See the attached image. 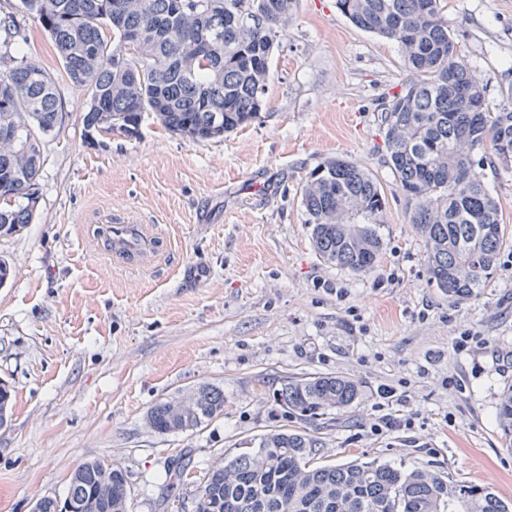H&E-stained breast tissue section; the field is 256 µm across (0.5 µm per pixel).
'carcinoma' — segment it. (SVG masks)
Here are the masks:
<instances>
[{
    "mask_svg": "<svg viewBox=\"0 0 512 512\" xmlns=\"http://www.w3.org/2000/svg\"><path fill=\"white\" fill-rule=\"evenodd\" d=\"M297 0H0V237L21 234L37 215L45 140L65 112L55 79L11 47L22 35L18 16L48 33L63 78L83 95L87 143L115 135L137 138L145 116L193 141L222 140L258 120L279 33ZM358 29L398 43L412 74L387 97L381 114L386 163L406 201L408 223L423 239L429 280L459 303L492 278L507 244L498 202L481 170L509 171L499 152H512V84L488 98L462 55L442 0H336ZM251 22L225 25L237 13ZM138 41L127 48L124 31ZM211 50L197 68L184 55L204 40ZM108 112L112 125L101 126ZM480 169L467 184L461 170ZM312 246L326 263L354 274L374 268L383 241L374 224L386 208L379 180L360 164L331 158L301 188ZM361 397L344 376L289 377L273 398L312 425ZM224 412V389L199 384L176 414L152 405L146 420L159 434L193 432ZM496 418L512 449V381L503 384ZM206 473L200 512H512V501L485 484H456L440 474L352 460L322 465L318 430H270ZM186 463L168 468L165 490L182 484ZM66 496L75 512H129L128 475L117 463L93 459L71 475Z\"/></svg>",
    "mask_w": 512,
    "mask_h": 512,
    "instance_id": "1",
    "label": "carcinoma"
}]
</instances>
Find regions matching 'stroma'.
Wrapping results in <instances>:
<instances>
[{"mask_svg": "<svg viewBox=\"0 0 512 512\" xmlns=\"http://www.w3.org/2000/svg\"><path fill=\"white\" fill-rule=\"evenodd\" d=\"M442 4L497 98L512 83V0ZM26 37L22 53L60 76L47 33L31 22ZM279 43L261 119L220 141L149 117L139 138L86 144L83 97L61 83L66 108L45 145L37 216L0 237L13 271L0 288V380L13 391L0 512L65 495L94 458L126 470L130 512H194L215 462L257 434L299 427L273 399L282 378L318 375L362 390L322 430L321 463L418 468L512 499V451L495 419L512 380V245L478 297L449 302L385 163L383 102L410 77L397 43L351 25L335 0H299ZM333 157L367 167L387 197L383 250L366 274L325 263L309 241L300 188ZM123 218L161 225L174 247L167 264H113L103 229ZM202 382L223 388V415L187 434L147 426L154 403ZM389 415L404 426L375 431ZM183 455L180 495L165 501L166 473Z\"/></svg>", "mask_w": 512, "mask_h": 512, "instance_id": "35a3bbf8", "label": "stroma"}]
</instances>
